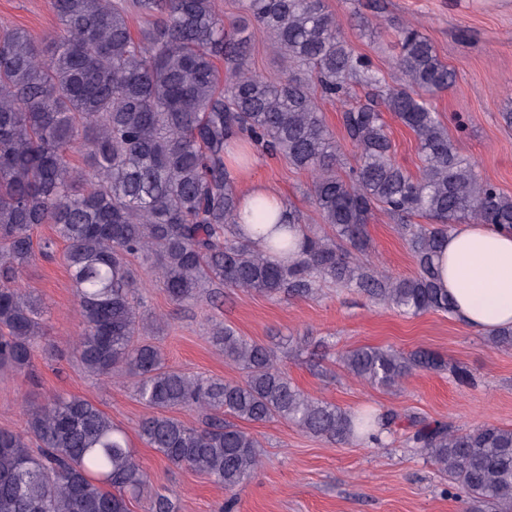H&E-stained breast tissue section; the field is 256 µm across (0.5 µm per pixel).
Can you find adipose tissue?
<instances>
[{"label": "adipose tissue", "instance_id": "adipose-tissue-1", "mask_svg": "<svg viewBox=\"0 0 512 512\" xmlns=\"http://www.w3.org/2000/svg\"><path fill=\"white\" fill-rule=\"evenodd\" d=\"M439 284L456 316L491 335L512 326V232L493 224H459L438 260Z\"/></svg>", "mask_w": 512, "mask_h": 512}]
</instances>
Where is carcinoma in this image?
Segmentation results:
<instances>
[{
    "mask_svg": "<svg viewBox=\"0 0 512 512\" xmlns=\"http://www.w3.org/2000/svg\"><path fill=\"white\" fill-rule=\"evenodd\" d=\"M51 48L24 28L0 30V368L24 371L46 335L34 298L18 280L35 257L30 232L53 225L83 331L74 343L84 369L135 378L139 399L159 411L139 435L168 462L210 477L231 494L261 463L258 438L225 419L287 421L331 442L376 447L402 419L407 440L448 475L466 512H512V428L467 429L378 409L350 411L305 394L278 366L275 351L229 324L208 328L213 345L244 372L240 382L202 378L165 366L148 340L162 330L140 312V280L129 258L152 264L170 301L198 300L208 288L271 298H308L331 284L405 314L449 312L437 258L455 224L512 229V198L481 178L438 119L428 95L455 73L412 24L396 30L391 85L337 29L325 0H247L248 14L272 35L284 71L269 80L250 66L249 40L217 13L214 0H51ZM133 12L157 18L136 37ZM224 61L225 78L216 65ZM224 89H219V83ZM364 101L341 112L356 165L340 155L318 100L342 101L351 84ZM417 137L415 176L393 158L383 111ZM85 148L87 166L69 152ZM282 157L311 173L309 194L322 223L310 224L293 262L292 242L263 248L240 232L234 168L250 150ZM259 221L299 223L257 204ZM382 212L398 223L416 271L394 277L364 258L367 224ZM422 217L427 224H415ZM352 375L391 387L445 360L427 350L359 347L339 358ZM202 415L190 426L165 415ZM148 475L126 433L90 400L57 396L30 410L22 433L0 430V512H130ZM144 512H176L162 494Z\"/></svg>",
    "mask_w": 512,
    "mask_h": 512,
    "instance_id": "1",
    "label": "carcinoma"
}]
</instances>
